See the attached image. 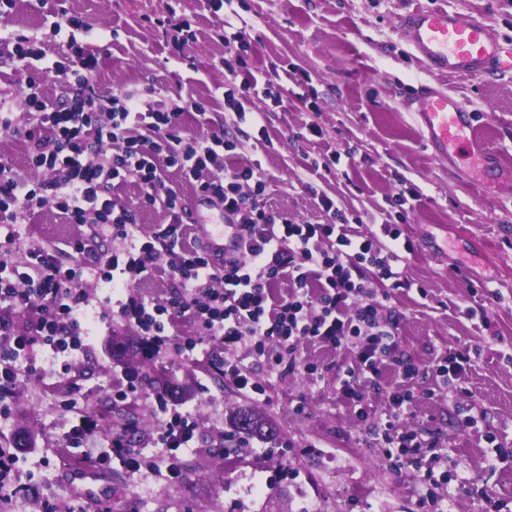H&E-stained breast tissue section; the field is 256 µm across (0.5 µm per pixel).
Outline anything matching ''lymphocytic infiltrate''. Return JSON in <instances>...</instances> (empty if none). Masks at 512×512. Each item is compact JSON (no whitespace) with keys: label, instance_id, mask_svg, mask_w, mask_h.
<instances>
[{"label":"lymphocytic infiltrate","instance_id":"lymphocytic-infiltrate-1","mask_svg":"<svg viewBox=\"0 0 512 512\" xmlns=\"http://www.w3.org/2000/svg\"><path fill=\"white\" fill-rule=\"evenodd\" d=\"M229 2L204 0L229 52L221 61L224 104L239 123L257 127L265 141L264 116L281 107L297 72L285 70L284 83L276 86L259 82L244 57L251 48L250 33L229 21L224 11ZM84 27L81 18L64 11L50 24L58 44L51 69L63 79L64 99L50 103L40 78L28 77L24 96L30 121L19 125L14 100L0 95V128L23 139L29 171L44 175L34 181L0 162V248L17 247L18 225L29 223L35 210L51 207L70 223L90 225L95 235L110 237L113 250L107 258L88 259L83 242L77 241L72 248L79 259L66 265L53 250L31 244L26 272L15 279L0 276V335L9 340L8 347H0V417H10L16 386L37 375L38 352L59 359L83 350L80 319L88 298L80 284L92 276L119 289L117 318L135 326L149 347H160L168 326L192 320L194 335L182 337L178 346L182 358L191 359L205 340L219 341L225 378L253 399L264 397L266 389L238 366L233 352L239 344H248L271 371L286 364L316 383L323 375L298 357L300 345L348 352L351 364L339 397L358 420L374 419L390 467L399 471L414 465L422 483L447 482V471L434 467L441 458L435 432L404 424L420 370L396 355L400 314L390 304L391 289L410 285L406 267L414 245L403 238L401 226L418 192L397 194L393 217L383 218L375 230L349 233L335 199L322 192L317 199L323 222L295 223L269 206V181L261 165L241 162L234 139L209 131L207 103L192 99L170 105L159 87L144 94L121 90L101 95L94 80L98 49L75 36ZM247 96L260 98L262 109L246 110L242 100ZM188 109L200 126L194 134L184 130ZM171 169L223 208L229 234L242 242L240 250L218 261L209 250L182 247L191 211L167 182ZM130 176L139 186L142 207L162 212V224L151 233L142 232L135 213L114 198L118 184ZM163 265L176 280L177 293L159 302L134 290L136 281ZM282 280L289 291L278 300L273 287ZM479 354L474 346L451 347L437 358L432 372L440 399L463 408L469 394L464 375ZM390 366L401 381L387 392L388 403L378 412L369 395L383 390L381 378ZM154 401L160 423L155 447L171 455L191 447L198 428L191 413L170 406L160 394ZM97 427L93 414L80 412L68 445L86 446V461L101 464L116 457L139 471L142 451L119 436L107 449L97 448Z\"/></svg>","mask_w":512,"mask_h":512}]
</instances>
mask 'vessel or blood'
I'll return each mask as SVG.
<instances>
[{"instance_id":"obj_1","label":"vessel or blood","mask_w":512,"mask_h":512,"mask_svg":"<svg viewBox=\"0 0 512 512\" xmlns=\"http://www.w3.org/2000/svg\"><path fill=\"white\" fill-rule=\"evenodd\" d=\"M403 25L415 57L438 75L481 78L512 71V47L470 14L418 8L405 15ZM414 96L419 103L416 122L434 155L461 148L472 155L485 151L475 117L465 104L424 83L417 85ZM71 478L88 499L99 501L109 494L101 471L94 467L75 468Z\"/></svg>"}]
</instances>
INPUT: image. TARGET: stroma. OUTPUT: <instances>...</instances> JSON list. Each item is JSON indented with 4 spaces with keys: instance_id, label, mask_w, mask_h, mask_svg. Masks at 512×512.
I'll use <instances>...</instances> for the list:
<instances>
[{
    "instance_id": "stroma-1",
    "label": "stroma",
    "mask_w": 512,
    "mask_h": 512,
    "mask_svg": "<svg viewBox=\"0 0 512 512\" xmlns=\"http://www.w3.org/2000/svg\"><path fill=\"white\" fill-rule=\"evenodd\" d=\"M418 6L471 14L512 44V0H236L252 36L251 70L272 80L287 63L310 76L299 97L267 114L268 147L213 97L224 82L219 60L225 48L202 0H182L196 33L185 49L194 60L190 66L177 62L150 23L164 0H17L0 15V29L45 39L52 54L48 19L63 8L79 16L99 38L100 92L155 85L170 102L208 101L213 129L234 137L241 156L259 161L271 179L269 205L299 223L323 220L308 192L312 186L335 198L349 218L390 209L398 192L416 190L419 199L402 227L415 245L407 264L411 285L393 290L391 299L401 313V351L420 369L408 422L439 431L449 457L466 462L468 477L512 505V462L497 461L482 438L490 431L512 448V72L448 80L429 71L413 55L402 25ZM421 82L461 99L479 118V133L497 163L493 179L482 178L479 159H437L423 146L411 97ZM308 94L317 111L305 103ZM313 122L323 137L303 138L304 126ZM333 151L345 156L335 173L310 169L312 160ZM18 230L22 242L50 247L66 263L75 261L71 244L78 239L100 255L112 252L110 239L92 236L89 225L67 223L54 210L36 212ZM83 287L90 300L83 352L65 372L38 354V376L18 387L11 417L0 424V447L22 430L34 448L20 465L10 512H75L84 504L69 478L83 451L62 446L78 416L62 413L60 404L78 395L98 419L99 440L124 434L148 459L137 472L116 460L102 465L111 485L106 512H417L427 493L417 470L383 467L375 436L336 400L347 353L304 346L303 356L324 371L315 385L297 373H270L240 346L239 366L267 390L266 400L256 401L225 379L219 343L199 345L188 362L169 350L146 356L136 330L112 317L111 285L90 280ZM476 304L485 305L488 324L464 316ZM456 343L481 350L464 377L480 414L474 426L433 394L431 367ZM134 366L164 373L182 387L178 405L198 421L193 448L179 457L178 481L168 480L167 460L153 446L159 422L149 400L114 397ZM239 406L272 418L278 438L254 439L225 453L229 415Z\"/></svg>"
}]
</instances>
